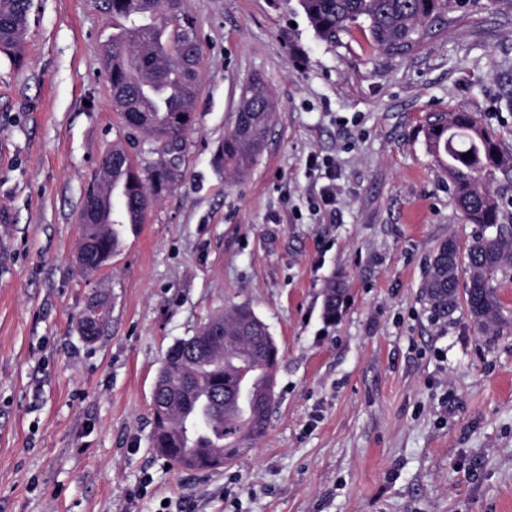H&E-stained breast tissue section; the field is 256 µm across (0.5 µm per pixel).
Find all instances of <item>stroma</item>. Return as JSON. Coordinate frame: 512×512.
<instances>
[{
    "label": "stroma",
    "mask_w": 512,
    "mask_h": 512,
    "mask_svg": "<svg viewBox=\"0 0 512 512\" xmlns=\"http://www.w3.org/2000/svg\"><path fill=\"white\" fill-rule=\"evenodd\" d=\"M185 8L202 63L182 178L91 274L78 218L103 156L155 159L112 105L110 19L33 0L24 64L0 54V512H512V331L434 322L421 298L433 251L473 233L424 126L477 113L512 157V11L471 0L400 58L357 32L320 39L296 0ZM253 81L278 117L238 174L224 132ZM331 179L336 204L318 206ZM96 297L111 318L88 343ZM239 304L280 349L267 430L220 470L173 468L151 445L157 373ZM345 289L344 283L336 278L327 284L323 307V315L327 320L336 318Z\"/></svg>",
    "instance_id": "stroma-1"
}]
</instances>
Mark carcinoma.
I'll use <instances>...</instances> for the list:
<instances>
[{"instance_id": "1", "label": "carcinoma", "mask_w": 512, "mask_h": 512, "mask_svg": "<svg viewBox=\"0 0 512 512\" xmlns=\"http://www.w3.org/2000/svg\"><path fill=\"white\" fill-rule=\"evenodd\" d=\"M30 0H0V52L16 65L24 60L23 35L18 33L27 18ZM107 16L123 14L132 31L112 39L113 99L123 102L120 115L133 133L144 132L159 144L158 155L141 172L132 165L133 182L127 190L136 196L142 213L151 200L168 192L179 180L177 160L185 136L195 121L194 103L199 87L201 47L193 21L183 0H97ZM316 35L333 42L360 28L367 44L393 56H407L431 36L443 20L448 5L463 8L468 0H298ZM276 109L269 93L259 83L243 88L233 126L224 133V164L237 173L248 171L265 144ZM426 140L437 166L451 179L457 206L476 231L466 247L448 252L443 242L432 255L422 296L431 318L446 322L465 311L484 333L512 327L498 297L502 281L512 279V224L502 223L503 206L480 179L512 165L501 152L496 133L482 124L474 112L459 110L433 116ZM127 165L124 156L112 153V162H102L111 179L102 182L98 223L83 228L77 253L79 268L93 272L116 253L117 239L125 233L121 206L106 210L117 189L116 170ZM345 292L344 283L331 280L325 289L323 315L336 318ZM222 322L224 343L209 341L197 348L171 346L160 369L158 401L152 410V445L173 466L178 464L169 430L189 431L215 441L211 450L226 454L224 438L247 433L257 439L265 433L272 404L273 382L251 399V414L242 419L233 411L210 408L205 392L223 387L224 376L235 370L238 382L248 377L250 365L236 369L235 361L262 356L276 350V341L266 335L247 304L236 305L216 315Z\"/></svg>"}]
</instances>
